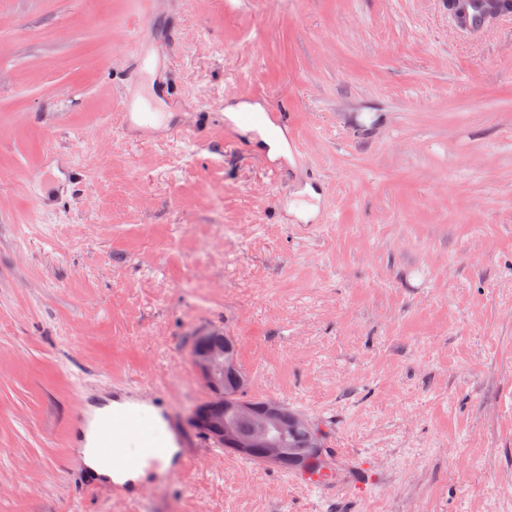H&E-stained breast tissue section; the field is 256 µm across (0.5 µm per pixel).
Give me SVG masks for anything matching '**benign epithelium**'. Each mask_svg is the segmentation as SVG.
<instances>
[{
  "label": "benign epithelium",
  "instance_id": "7a95c632",
  "mask_svg": "<svg viewBox=\"0 0 512 512\" xmlns=\"http://www.w3.org/2000/svg\"><path fill=\"white\" fill-rule=\"evenodd\" d=\"M196 375L207 390L198 405L193 424L198 433L217 447L243 458L257 457L266 463L288 460V426L308 429L307 456L323 453L321 434L311 429L310 420L300 413H290L277 400H268L257 408L240 397L247 386L231 352L229 337L219 329L204 331L192 354Z\"/></svg>",
  "mask_w": 512,
  "mask_h": 512
}]
</instances>
